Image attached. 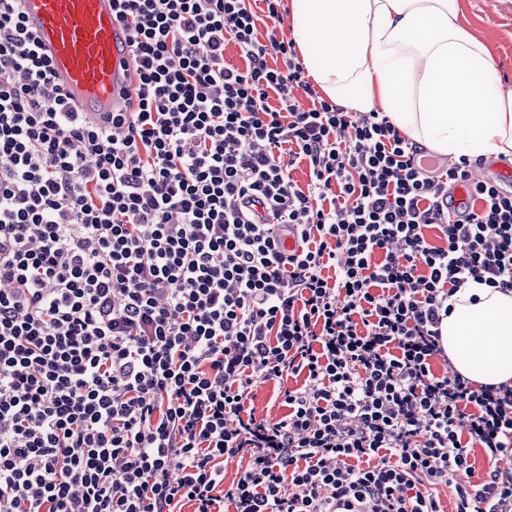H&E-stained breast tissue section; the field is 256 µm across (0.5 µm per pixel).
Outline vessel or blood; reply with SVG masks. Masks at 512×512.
Masks as SVG:
<instances>
[{
	"instance_id": "b4317fda",
	"label": "vessel or blood",
	"mask_w": 512,
	"mask_h": 512,
	"mask_svg": "<svg viewBox=\"0 0 512 512\" xmlns=\"http://www.w3.org/2000/svg\"><path fill=\"white\" fill-rule=\"evenodd\" d=\"M23 13L87 121L101 123L134 98L131 51L112 0H23Z\"/></svg>"
}]
</instances>
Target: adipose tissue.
<instances>
[{"label": "adipose tissue", "instance_id": "obj_1", "mask_svg": "<svg viewBox=\"0 0 512 512\" xmlns=\"http://www.w3.org/2000/svg\"><path fill=\"white\" fill-rule=\"evenodd\" d=\"M458 0H292L293 41L318 89L353 112H382L440 155L512 159V89ZM441 346L478 385H512V292L473 281L449 298Z\"/></svg>", "mask_w": 512, "mask_h": 512}]
</instances>
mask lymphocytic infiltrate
Masks as SVG:
<instances>
[{
	"label": "lymphocytic infiltrate",
	"mask_w": 512,
	"mask_h": 512,
	"mask_svg": "<svg viewBox=\"0 0 512 512\" xmlns=\"http://www.w3.org/2000/svg\"><path fill=\"white\" fill-rule=\"evenodd\" d=\"M282 2L262 40L251 0H112L136 93L96 125L0 0V512H512V386L431 367L458 288L512 290V189L322 99ZM279 384L274 382L258 383L256 386L253 405L257 416H279L286 410L280 407L277 400Z\"/></svg>",
	"instance_id": "obj_1"
}]
</instances>
